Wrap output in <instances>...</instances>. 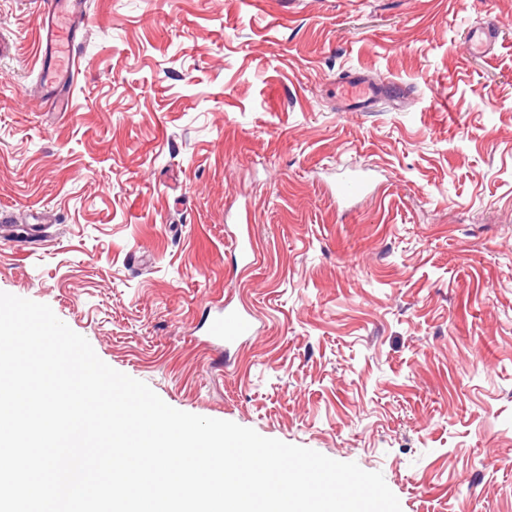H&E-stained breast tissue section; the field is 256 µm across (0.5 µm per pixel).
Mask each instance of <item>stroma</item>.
I'll return each instance as SVG.
<instances>
[{
	"label": "stroma",
	"instance_id": "35a3bbf8",
	"mask_svg": "<svg viewBox=\"0 0 512 512\" xmlns=\"http://www.w3.org/2000/svg\"><path fill=\"white\" fill-rule=\"evenodd\" d=\"M46 2L0 0V292L173 408L381 472L402 512H512V0H87L65 112ZM352 74L392 92L343 111ZM354 172L371 194L337 205ZM225 300L258 324L229 356ZM497 31V24L494 20H487L481 28L471 30L467 40L470 53L473 56H482L488 53L497 38ZM249 225H243V237L235 240L234 250L242 267H251L257 261V252L249 235Z\"/></svg>",
	"mask_w": 512,
	"mask_h": 512
}]
</instances>
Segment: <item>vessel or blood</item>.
<instances>
[{
    "mask_svg": "<svg viewBox=\"0 0 512 512\" xmlns=\"http://www.w3.org/2000/svg\"><path fill=\"white\" fill-rule=\"evenodd\" d=\"M85 15L86 0H49L47 8L38 15L41 77L46 91L64 88L75 80L78 67L74 45L82 33ZM497 31L492 20L472 30L468 36L471 54L482 56L488 53L497 38ZM343 94L348 111L362 112L376 106L383 92L380 85L357 75L347 77ZM367 187L362 174H350L337 183L336 197L345 201L362 195ZM210 332L229 350L255 334L256 319L246 308L227 303L221 306L219 315L213 319Z\"/></svg>",
    "mask_w": 512,
    "mask_h": 512,
    "instance_id": "vessel-or-blood-1",
    "label": "vessel or blood"
}]
</instances>
